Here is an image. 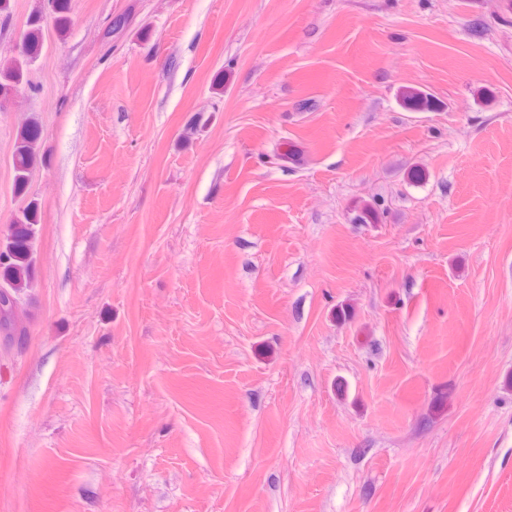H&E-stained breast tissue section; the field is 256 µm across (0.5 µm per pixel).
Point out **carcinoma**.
<instances>
[{
    "label": "carcinoma",
    "instance_id": "carcinoma-1",
    "mask_svg": "<svg viewBox=\"0 0 512 512\" xmlns=\"http://www.w3.org/2000/svg\"><path fill=\"white\" fill-rule=\"evenodd\" d=\"M49 3L58 31L67 32L71 25L70 0H49ZM42 21V14H32L27 21L24 48L19 56L0 61V90H14L23 83L28 66L42 50ZM402 96L408 107L415 111L429 110L433 106L432 97L417 89H407ZM42 135V127L35 119L23 124L17 132L14 190L19 195L27 193L34 169L43 164ZM40 223L41 204L31 198L13 217L7 237L0 243V286L6 287V293L0 295V331L9 337L26 335V328L17 322L9 300L23 298L31 287L35 274L34 240L36 226Z\"/></svg>",
    "mask_w": 512,
    "mask_h": 512
}]
</instances>
